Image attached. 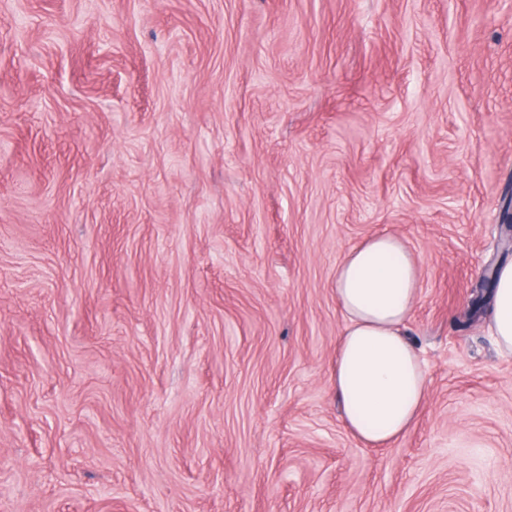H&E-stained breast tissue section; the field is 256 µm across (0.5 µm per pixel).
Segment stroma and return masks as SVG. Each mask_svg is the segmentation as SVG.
Here are the masks:
<instances>
[{
    "label": "stroma",
    "instance_id": "stroma-1",
    "mask_svg": "<svg viewBox=\"0 0 512 512\" xmlns=\"http://www.w3.org/2000/svg\"><path fill=\"white\" fill-rule=\"evenodd\" d=\"M512 0H0V512H512ZM402 238L427 394L345 428L336 264ZM486 328L497 350L512 354V264L498 269L494 303L486 318Z\"/></svg>",
    "mask_w": 512,
    "mask_h": 512
}]
</instances>
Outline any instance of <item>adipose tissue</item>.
I'll return each mask as SVG.
<instances>
[{"mask_svg":"<svg viewBox=\"0 0 512 512\" xmlns=\"http://www.w3.org/2000/svg\"><path fill=\"white\" fill-rule=\"evenodd\" d=\"M421 288V269L399 237L381 234L348 250L334 292L344 320L332 385L353 436L384 446L414 424L426 397L425 365L403 327ZM486 328L512 354V264L499 268Z\"/></svg>","mask_w":512,"mask_h":512,"instance_id":"ef3b65f1","label":"adipose tissue"}]
</instances>
